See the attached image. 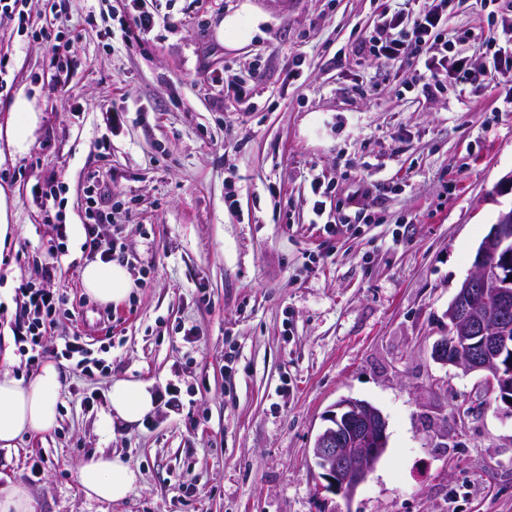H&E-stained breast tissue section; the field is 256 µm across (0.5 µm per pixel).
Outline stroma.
<instances>
[{
    "label": "stroma",
    "mask_w": 512,
    "mask_h": 512,
    "mask_svg": "<svg viewBox=\"0 0 512 512\" xmlns=\"http://www.w3.org/2000/svg\"><path fill=\"white\" fill-rule=\"evenodd\" d=\"M241 2L23 0L0 16L6 80L42 113L30 151L0 164L15 221L0 244V373L40 370L12 318L30 284L66 299L47 347L79 333L104 363L89 375L57 358V426L0 447V487L24 484L34 512H512V417L485 372L431 357L479 245L512 210V82L488 79L484 45L512 39L493 4L455 0L447 33L469 32L455 50L486 79L428 99L409 84L423 60L350 51L397 0H251L263 21L230 48L217 27ZM142 11L159 16L144 36ZM48 18L60 38L40 36ZM315 179L343 215L331 233ZM91 185L111 197L96 218ZM91 220L125 246L135 286L117 304L81 284ZM117 379L156 396L141 424L112 422ZM343 398L382 413L387 448L353 495L319 494L312 447ZM101 452L140 474L124 501L79 488Z\"/></svg>",
    "instance_id": "35a3bbf8"
}]
</instances>
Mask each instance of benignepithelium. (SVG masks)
Masks as SVG:
<instances>
[{
  "instance_id": "7a95c632",
  "label": "benign epithelium",
  "mask_w": 512,
  "mask_h": 512,
  "mask_svg": "<svg viewBox=\"0 0 512 512\" xmlns=\"http://www.w3.org/2000/svg\"><path fill=\"white\" fill-rule=\"evenodd\" d=\"M512 210L499 215L478 248L472 272L448 305V334L433 349L435 361L467 371H487L489 391L512 416ZM312 448L326 489L352 495L387 448L386 421L372 405L354 399L336 404Z\"/></svg>"
}]
</instances>
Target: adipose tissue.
<instances>
[{
    "label": "adipose tissue",
    "mask_w": 512,
    "mask_h": 512,
    "mask_svg": "<svg viewBox=\"0 0 512 512\" xmlns=\"http://www.w3.org/2000/svg\"><path fill=\"white\" fill-rule=\"evenodd\" d=\"M261 16L243 0L227 14L217 29L225 45L239 47L253 37ZM41 113L35 98L18 91L9 105V118L0 127V163L26 154L35 140ZM86 293L101 303L124 300L134 287L127 269L110 260H96L82 270ZM61 388V372L54 362H46L29 380L0 376V445L10 446L25 433L47 434L57 425L56 402ZM112 417L132 426L140 423L156 407V397L147 385L130 380L114 381L108 393ZM138 480L137 472L121 456L101 453L84 461L78 472L80 489L88 498L103 502L124 500Z\"/></svg>",
    "instance_id": "adipose-tissue-1"
}]
</instances>
